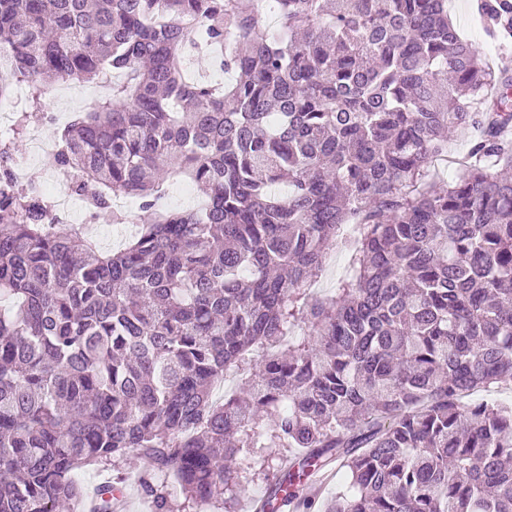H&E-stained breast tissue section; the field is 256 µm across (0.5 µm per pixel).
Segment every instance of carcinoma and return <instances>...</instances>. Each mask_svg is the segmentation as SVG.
Instances as JSON below:
<instances>
[{"label":"carcinoma","instance_id":"obj_1","mask_svg":"<svg viewBox=\"0 0 512 512\" xmlns=\"http://www.w3.org/2000/svg\"><path fill=\"white\" fill-rule=\"evenodd\" d=\"M275 2L272 28L241 0H0L13 135L50 82L119 74L50 163L92 216L125 223L116 193L148 214L103 250L0 151V512H76L73 472L133 455L233 512L271 448L265 512H512V406L465 401L512 381V76L448 0ZM483 8L511 39L512 0ZM202 45L219 90L189 75ZM471 130L462 175L431 179ZM174 174L201 206L160 203ZM337 249L348 275L308 292ZM230 373L256 383L218 401ZM334 465L319 508L300 486Z\"/></svg>","mask_w":512,"mask_h":512}]
</instances>
